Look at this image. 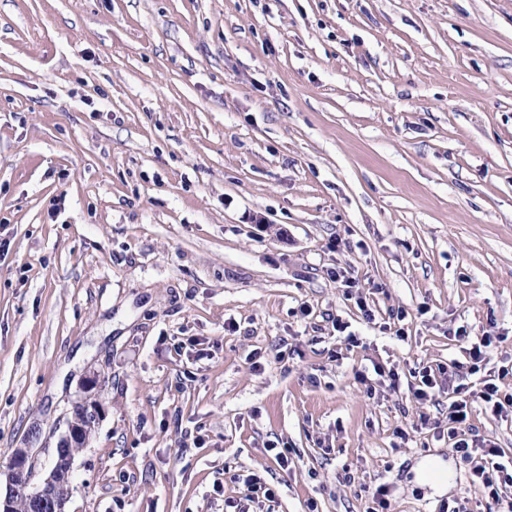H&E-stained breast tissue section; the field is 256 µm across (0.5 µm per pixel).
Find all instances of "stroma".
Instances as JSON below:
<instances>
[{"label":"stroma","mask_w":512,"mask_h":512,"mask_svg":"<svg viewBox=\"0 0 512 512\" xmlns=\"http://www.w3.org/2000/svg\"><path fill=\"white\" fill-rule=\"evenodd\" d=\"M0 240V471L31 448L39 486L101 374L65 512H224L250 474L270 512L512 501L446 392L355 377L461 326L512 365V0H0ZM470 424L512 458V405ZM410 374L414 382L407 383V391L410 396L422 403L431 401L435 396L436 387L440 391L448 382V436L457 439L463 435L461 426L465 425L469 418V400L472 397L470 387L465 383L468 375L465 377L454 372L458 381L454 386L453 375H449L447 368L443 366H438L437 369L422 367L417 371H411ZM471 445L465 438H458L454 442L456 452L471 464L467 480L470 485L483 486L488 490V494H491L492 499L499 501L502 488L512 486V462L494 461L493 458L501 455L491 440H482L480 446H477L476 440H472ZM414 481L431 489L432 495H442L448 491L453 478L451 464L439 456H426L414 468Z\"/></svg>","instance_id":"obj_1"}]
</instances>
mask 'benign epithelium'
<instances>
[{
  "label": "benign epithelium",
  "mask_w": 512,
  "mask_h": 512,
  "mask_svg": "<svg viewBox=\"0 0 512 512\" xmlns=\"http://www.w3.org/2000/svg\"><path fill=\"white\" fill-rule=\"evenodd\" d=\"M99 385L97 372L90 371L83 377V397L75 404L72 416L67 420L65 430L59 437L58 457L53 467L36 490H29L33 469L30 449L13 450L5 486L0 487V512H12L15 499L22 493L28 494L30 500L47 512H64L75 458L72 449L86 447L104 414L102 403L96 394Z\"/></svg>",
  "instance_id": "7a95c632"
}]
</instances>
